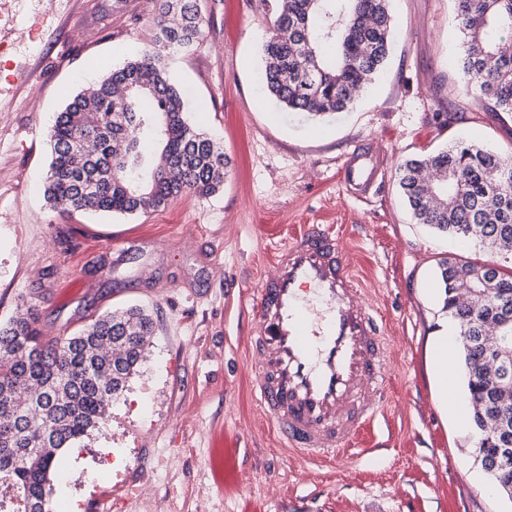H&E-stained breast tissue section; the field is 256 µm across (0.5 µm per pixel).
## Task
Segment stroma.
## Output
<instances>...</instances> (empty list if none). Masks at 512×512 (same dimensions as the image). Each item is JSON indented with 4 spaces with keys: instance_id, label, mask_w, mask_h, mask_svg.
Listing matches in <instances>:
<instances>
[{
    "instance_id": "1",
    "label": "stroma",
    "mask_w": 512,
    "mask_h": 512,
    "mask_svg": "<svg viewBox=\"0 0 512 512\" xmlns=\"http://www.w3.org/2000/svg\"><path fill=\"white\" fill-rule=\"evenodd\" d=\"M208 26L168 60L188 118L231 159L223 189L131 216L62 214L44 199L50 126L69 95L151 45L157 0H0V325L33 309L66 336L137 306L155 320L139 371L107 417L62 449L56 512H512L474 461L476 438L441 399L438 264L488 252L415 223L396 169L467 141L512 154V113L456 92L454 0H391L389 60L350 111L289 112L262 91L265 0H198ZM380 162L357 197L341 171ZM333 226L390 352V403L365 453L316 466L284 453L247 363L254 290L295 233Z\"/></svg>"
}]
</instances>
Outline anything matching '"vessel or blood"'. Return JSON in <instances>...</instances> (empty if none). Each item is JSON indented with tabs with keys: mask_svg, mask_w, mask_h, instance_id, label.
Wrapping results in <instances>:
<instances>
[{
	"mask_svg": "<svg viewBox=\"0 0 512 512\" xmlns=\"http://www.w3.org/2000/svg\"><path fill=\"white\" fill-rule=\"evenodd\" d=\"M378 174L357 154L342 180L363 196ZM255 293L251 366L259 407L298 459H344L378 415L388 384L386 343L360 301L345 247L331 229H311L284 245L275 275Z\"/></svg>",
	"mask_w": 512,
	"mask_h": 512,
	"instance_id": "b4317fda",
	"label": "vessel or blood"
}]
</instances>
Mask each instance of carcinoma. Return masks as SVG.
I'll list each match as a JSON object with an SVG mask.
<instances>
[{"label": "carcinoma", "mask_w": 512, "mask_h": 512, "mask_svg": "<svg viewBox=\"0 0 512 512\" xmlns=\"http://www.w3.org/2000/svg\"><path fill=\"white\" fill-rule=\"evenodd\" d=\"M390 0H271V29L261 46L266 92L292 112L348 110L354 88L366 87L391 51ZM465 94L496 112H512V0H455ZM155 38L176 54L191 50L207 19L198 0H159ZM121 86L125 94L114 95ZM51 162L44 196L51 208L120 215L149 213L184 193L200 197L224 187L231 160L191 124L166 60L149 50L73 94L50 130ZM92 143L95 150L86 151ZM399 185L418 224L476 238L512 256V158L457 143L405 159ZM490 275L509 303L502 323L458 303L476 278ZM442 309L457 324L459 351L476 451L496 460L497 418L512 413V387L495 386L484 363L485 341L512 336V275L498 266L446 258L440 262ZM154 320L131 307L103 315L67 336L45 338L33 313L0 326V487L13 492L10 512H42L57 452L103 419L138 371ZM38 397L27 399L32 385Z\"/></svg>", "instance_id": "obj_1"}]
</instances>
